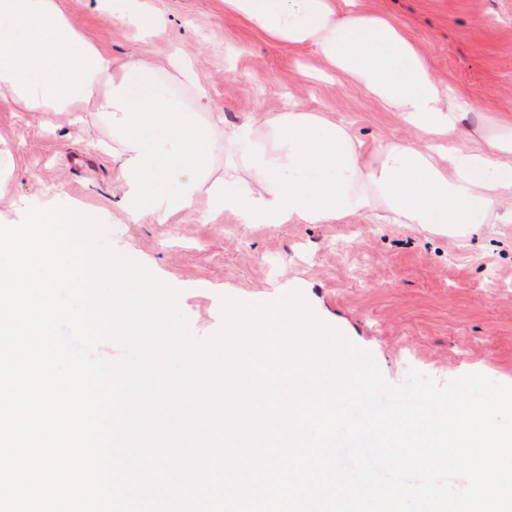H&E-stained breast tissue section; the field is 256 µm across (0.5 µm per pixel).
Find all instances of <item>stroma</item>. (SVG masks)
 Returning a JSON list of instances; mask_svg holds the SVG:
<instances>
[{"mask_svg":"<svg viewBox=\"0 0 512 512\" xmlns=\"http://www.w3.org/2000/svg\"><path fill=\"white\" fill-rule=\"evenodd\" d=\"M152 34L137 41L108 0H60L85 41L114 69L132 57L154 66L155 88L192 107L205 89L225 124L297 104L347 128L367 161L378 144L417 140L398 112L374 100L311 48L279 41L225 10L224 0H142ZM395 21L433 76L472 101L458 127L474 150L512 130V0H354ZM194 64L197 84L168 65ZM109 116L32 112L0 98V224H18L44 199L99 218L110 244L180 292L194 335L223 325L222 299L305 294L314 313L372 353L386 381L417 369L438 384L466 373L512 383V205L449 229L355 213L328 224H242L230 212H171L165 223L123 212Z\"/></svg>","mask_w":512,"mask_h":512,"instance_id":"1","label":"stroma"}]
</instances>
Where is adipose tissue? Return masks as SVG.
Masks as SVG:
<instances>
[{"mask_svg": "<svg viewBox=\"0 0 512 512\" xmlns=\"http://www.w3.org/2000/svg\"><path fill=\"white\" fill-rule=\"evenodd\" d=\"M225 3L256 29L322 55L400 112L422 142L382 146L372 166L346 128L291 108L225 128L234 153L199 198L197 175L211 147L197 121L210 109L206 97L198 96L195 111L181 110L146 85L153 67L139 58L113 76L111 54L81 44L56 0H0V97L27 111L109 114L124 212L133 220L160 224L171 210L201 204L235 211L244 224H326L380 209L410 224H472L512 194V165L500 160L512 153V135L495 138L487 153L458 145L463 102L390 21L353 10L352 0ZM162 138L174 149H159Z\"/></svg>", "mask_w": 512, "mask_h": 512, "instance_id": "ef3b65f1", "label": "adipose tissue"}]
</instances>
